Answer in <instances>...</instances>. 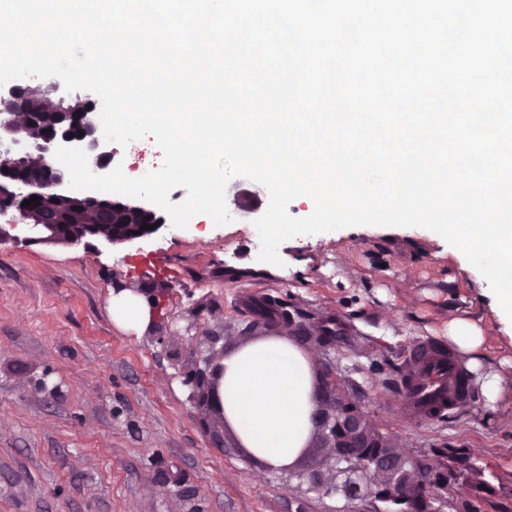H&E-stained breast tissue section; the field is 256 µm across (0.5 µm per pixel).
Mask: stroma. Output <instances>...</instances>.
<instances>
[{"instance_id":"obj_1","label":"stroma","mask_w":512,"mask_h":512,"mask_svg":"<svg viewBox=\"0 0 512 512\" xmlns=\"http://www.w3.org/2000/svg\"><path fill=\"white\" fill-rule=\"evenodd\" d=\"M256 214L265 187L226 188L233 223L205 215L140 242L105 248L30 245L24 229L0 245V512H352L340 496L310 490L305 469L329 471L324 449L299 465L267 469L236 445L220 416L195 409L182 379L220 336L225 348L267 336L254 303L275 300L307 327L343 316L348 337L321 348L348 396L402 450L420 459L461 448L494 489L484 512H512V339L491 300L429 229L342 228L332 242L290 239L284 266L236 252L254 240L236 198ZM141 294L154 311L141 332L112 322V295ZM467 316L489 331L469 407L425 425L394 387L414 341L442 338ZM498 374L495 403L482 392Z\"/></svg>"}]
</instances>
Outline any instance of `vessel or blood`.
Masks as SVG:
<instances>
[{"label": "vessel or blood", "instance_id": "b4317fda", "mask_svg": "<svg viewBox=\"0 0 512 512\" xmlns=\"http://www.w3.org/2000/svg\"><path fill=\"white\" fill-rule=\"evenodd\" d=\"M405 363L399 387L406 410L415 420L441 423L470 404L473 380L450 346L422 339L411 345Z\"/></svg>", "mask_w": 512, "mask_h": 512}]
</instances>
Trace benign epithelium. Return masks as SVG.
I'll return each instance as SVG.
<instances>
[{
	"label": "benign epithelium",
	"mask_w": 512,
	"mask_h": 512,
	"mask_svg": "<svg viewBox=\"0 0 512 512\" xmlns=\"http://www.w3.org/2000/svg\"><path fill=\"white\" fill-rule=\"evenodd\" d=\"M0 105L8 117L0 113V158L7 161L0 175L13 181L12 195L0 199V244L15 240L11 231L19 224L28 228L25 242L45 245H79L94 240L110 248L127 245L156 234L163 227L162 216L151 206L132 200L113 201L112 210L105 211L100 199L93 195H67L56 192L65 178L53 173L48 160L54 158L59 145L77 146L96 158V171H104L112 164L116 149L105 141L96 113L80 115L79 127H74L66 112L57 113V128L44 137H34L30 129L35 116L23 107L20 89L0 92ZM43 161V175L38 180L28 174L34 159ZM33 196L42 200L50 219L34 218L22 203ZM149 224L153 229L146 230ZM184 385L189 389V400L211 411H218L215 393V368L211 359L188 372ZM336 375L330 365L322 367L316 388L317 408L313 415L314 440L319 448L330 449V458L337 476L327 479L323 472L311 470L305 474L308 484L326 494H342L350 501L363 499L362 481L375 479V496L383 502L398 505L407 501L420 482L416 459L406 457L395 438L380 431L359 408L349 406L342 399ZM359 448L370 452L360 455ZM450 449L435 452L432 470L442 472L445 479L427 486L420 501L421 512H443L453 508L443 492L451 487L455 465L448 462Z\"/></svg>",
	"instance_id": "7a95c632"
}]
</instances>
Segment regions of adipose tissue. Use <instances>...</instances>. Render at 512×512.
I'll list each match as a JSON object with an SVG mask.
<instances>
[{
  "label": "adipose tissue",
  "instance_id": "ef3b65f1",
  "mask_svg": "<svg viewBox=\"0 0 512 512\" xmlns=\"http://www.w3.org/2000/svg\"><path fill=\"white\" fill-rule=\"evenodd\" d=\"M152 307L141 295L112 296V320L125 330L150 323ZM446 337L471 366H479L488 343L484 329L465 318L449 322ZM315 356L281 334L237 347L224 356L219 371V402L224 422L241 447L269 469L292 466L312 432Z\"/></svg>",
  "mask_w": 512,
  "mask_h": 512
}]
</instances>
